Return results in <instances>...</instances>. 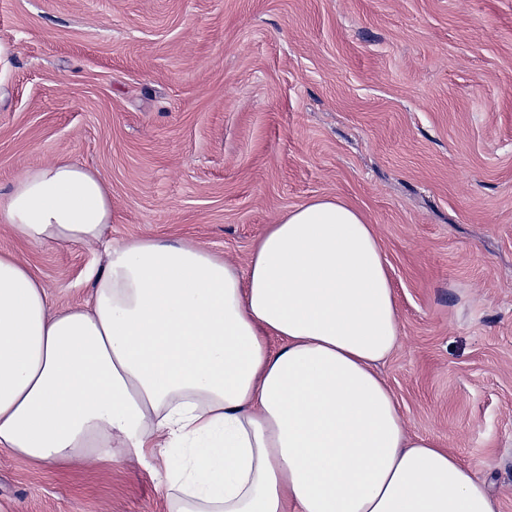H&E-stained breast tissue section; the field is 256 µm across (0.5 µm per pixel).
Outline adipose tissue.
<instances>
[{"mask_svg": "<svg viewBox=\"0 0 512 512\" xmlns=\"http://www.w3.org/2000/svg\"><path fill=\"white\" fill-rule=\"evenodd\" d=\"M103 178L54 160L0 193L26 243L92 244ZM86 306L54 309L0 253V449L33 463L172 448L170 512H497L485 481L410 435L376 367L399 314L365 215L318 196L267 225L246 271L200 245L109 246ZM282 345L271 349L270 338Z\"/></svg>", "mask_w": 512, "mask_h": 512, "instance_id": "adipose-tissue-1", "label": "adipose tissue"}]
</instances>
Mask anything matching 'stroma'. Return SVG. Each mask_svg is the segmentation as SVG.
<instances>
[{"mask_svg":"<svg viewBox=\"0 0 512 512\" xmlns=\"http://www.w3.org/2000/svg\"><path fill=\"white\" fill-rule=\"evenodd\" d=\"M0 192L66 159L112 197L105 240H182L246 268L321 195L374 224L400 337L379 370L408 431L512 512V0H0ZM55 307L102 246L22 244ZM36 465L6 512H169L168 449Z\"/></svg>","mask_w":512,"mask_h":512,"instance_id":"stroma-1","label":"stroma"}]
</instances>
